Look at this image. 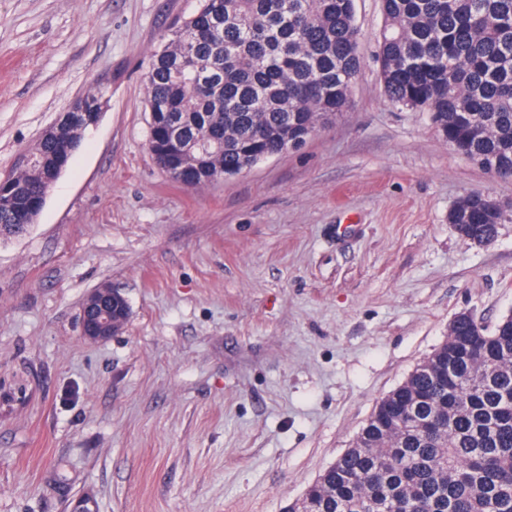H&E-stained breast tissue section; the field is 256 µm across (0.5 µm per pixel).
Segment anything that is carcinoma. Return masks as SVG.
<instances>
[{
  "instance_id": "1",
  "label": "carcinoma",
  "mask_w": 512,
  "mask_h": 512,
  "mask_svg": "<svg viewBox=\"0 0 512 512\" xmlns=\"http://www.w3.org/2000/svg\"><path fill=\"white\" fill-rule=\"evenodd\" d=\"M379 76L391 101L429 112L454 150L512 177V0H382ZM354 0H201L154 52L147 104L174 121L153 133V157L201 177L234 176L301 147L348 105L360 68ZM52 126L0 197V240L25 233L39 201L102 112ZM503 211L480 193L448 223L491 241ZM426 368L383 398L352 446L305 493L309 512H512V315L493 327L466 312Z\"/></svg>"
}]
</instances>
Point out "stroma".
Wrapping results in <instances>:
<instances>
[{
	"label": "stroma",
	"mask_w": 512,
	"mask_h": 512,
	"mask_svg": "<svg viewBox=\"0 0 512 512\" xmlns=\"http://www.w3.org/2000/svg\"><path fill=\"white\" fill-rule=\"evenodd\" d=\"M349 104L304 146L197 188L149 149L145 74L199 0H0V177L60 112L99 122L0 243V512H285L461 312L512 314V178L389 100L355 0ZM503 207L491 242L448 213ZM109 285L123 328L90 342ZM127 299L112 288H97L85 300L82 311V336L90 342L108 339L115 335L124 325L115 321H126L129 311L120 301ZM113 302V303H112Z\"/></svg>",
	"instance_id": "35a3bbf8"
}]
</instances>
